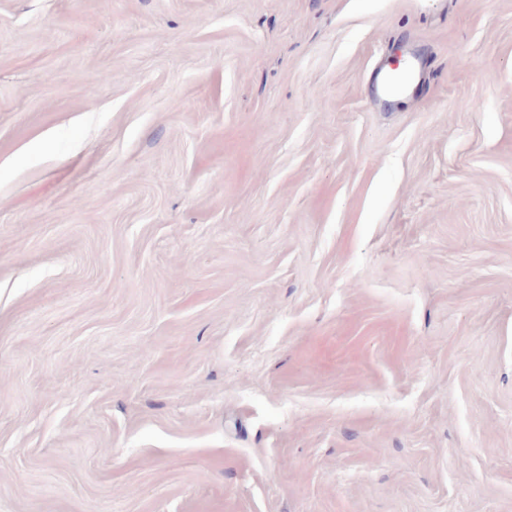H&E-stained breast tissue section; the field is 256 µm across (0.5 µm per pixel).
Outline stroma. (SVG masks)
<instances>
[{
	"label": "stroma",
	"mask_w": 512,
	"mask_h": 512,
	"mask_svg": "<svg viewBox=\"0 0 512 512\" xmlns=\"http://www.w3.org/2000/svg\"><path fill=\"white\" fill-rule=\"evenodd\" d=\"M0 512H512V0H0ZM418 59L413 57L407 62L404 70L394 69L384 64L378 74L376 91L385 101L407 93L417 74Z\"/></svg>",
	"instance_id": "obj_1"
}]
</instances>
